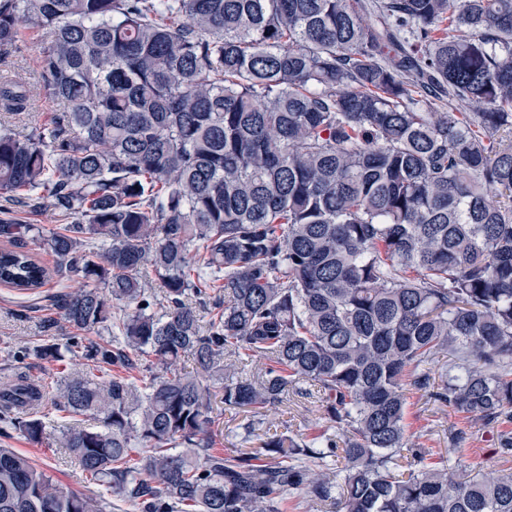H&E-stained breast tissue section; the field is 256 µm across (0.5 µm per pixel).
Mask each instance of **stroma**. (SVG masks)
<instances>
[{"label": "stroma", "mask_w": 512, "mask_h": 512, "mask_svg": "<svg viewBox=\"0 0 512 512\" xmlns=\"http://www.w3.org/2000/svg\"><path fill=\"white\" fill-rule=\"evenodd\" d=\"M44 39L45 32L40 27L22 24L21 55L10 69L0 68V78L23 82L32 93L30 110L8 118L13 131L21 136L47 124L60 108L59 102L46 93L39 82L36 57ZM77 287L76 281L62 275L53 277L37 295H23L0 285V379L21 374L41 381L49 390L60 376L86 368L87 361L68 356L60 362H49L38 356L41 346L71 340L83 345L94 343L111 347L109 334L90 335L64 319L58 307L59 297ZM211 404L215 450L228 458L248 453L268 464L272 458L263 447L268 437L309 440L317 434L335 431L315 393L291 394L282 402L257 412L249 408H225L217 396L212 398ZM41 414L50 424L49 436L43 442H30L12 425L0 422V446L27 456L63 488L100 496L104 512H138L134 501L112 496L110 491L89 483L67 449L54 446V436L70 421L68 413L58 410L46 396L42 399ZM406 424L411 441L429 451L434 460L447 462L449 474H456V459L460 456L465 457L467 473L472 477L491 469L512 472V451L502 448L504 436H512V421L480 420L434 400L428 393L412 391L407 397Z\"/></svg>", "instance_id": "1"}]
</instances>
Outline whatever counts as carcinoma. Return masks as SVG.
I'll return each mask as SVG.
<instances>
[{"label": "carcinoma", "instance_id": "1", "mask_svg": "<svg viewBox=\"0 0 512 512\" xmlns=\"http://www.w3.org/2000/svg\"><path fill=\"white\" fill-rule=\"evenodd\" d=\"M24 22L45 30L38 75L63 107L24 136L0 127V195L69 227L0 232L40 240L82 284L66 321L120 337L85 359L165 366L58 382L53 402L76 420L57 447L140 512H282L290 488L337 512H512L511 473L450 480L405 423L444 350L458 361L436 398L512 420V0H0V64ZM30 100L0 83V112ZM51 279L0 249L1 285ZM255 356L268 367L250 378ZM211 373L227 408L316 388L342 445L273 436L265 466L212 452ZM42 397L0 380V421L41 442L44 419L12 410ZM296 454L342 458V482ZM0 512L103 509L0 448ZM142 359V360H141ZM102 366V370L106 372V378L112 377V375L119 374L121 376L131 375L139 378L149 379L150 375L158 373L160 371V366L156 363L153 358L149 357H141L138 363V366L132 370L124 371V369L112 366V364H100Z\"/></svg>", "mask_w": 512, "mask_h": 512}]
</instances>
